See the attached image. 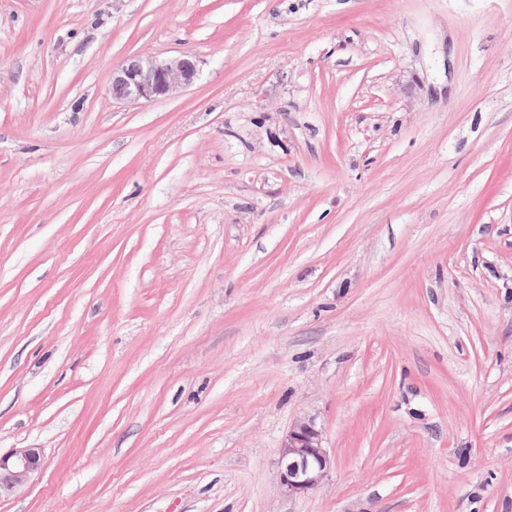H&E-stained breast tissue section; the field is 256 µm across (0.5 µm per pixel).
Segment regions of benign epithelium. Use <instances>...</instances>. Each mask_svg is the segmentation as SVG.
I'll return each mask as SVG.
<instances>
[{
	"label": "benign epithelium",
	"instance_id": "obj_1",
	"mask_svg": "<svg viewBox=\"0 0 512 512\" xmlns=\"http://www.w3.org/2000/svg\"><path fill=\"white\" fill-rule=\"evenodd\" d=\"M196 74V63L188 55L165 59L135 56L112 68V89L120 101H152L179 93L193 82ZM278 464V488L288 497L306 494L326 479L333 459L314 417L303 415L294 421L282 441ZM42 466L40 448L0 452V497L28 484Z\"/></svg>",
	"mask_w": 512,
	"mask_h": 512
}]
</instances>
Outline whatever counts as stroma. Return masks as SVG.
<instances>
[{
  "instance_id": "obj_1",
  "label": "stroma",
  "mask_w": 512,
  "mask_h": 512,
  "mask_svg": "<svg viewBox=\"0 0 512 512\" xmlns=\"http://www.w3.org/2000/svg\"><path fill=\"white\" fill-rule=\"evenodd\" d=\"M302 414L335 462L289 498ZM25 447L0 512H512V0H0ZM196 74V63L188 55L165 59L135 56L112 68V89L120 101H152L179 93ZM43 451L40 448L0 450V498L32 481L42 470Z\"/></svg>"
}]
</instances>
